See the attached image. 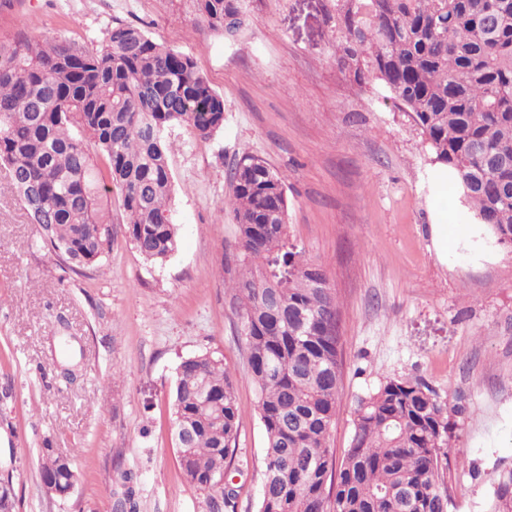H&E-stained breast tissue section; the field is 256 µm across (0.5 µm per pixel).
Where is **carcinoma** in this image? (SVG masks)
<instances>
[{"instance_id": "obj_1", "label": "carcinoma", "mask_w": 512, "mask_h": 512, "mask_svg": "<svg viewBox=\"0 0 512 512\" xmlns=\"http://www.w3.org/2000/svg\"><path fill=\"white\" fill-rule=\"evenodd\" d=\"M244 0H196L208 25L234 37ZM489 0H336V62L363 85L374 81L411 114L429 161L444 166L476 223L512 247V10L488 24ZM224 123V100L194 61L118 24L99 49L70 40L40 42L24 30L0 41V164L27 203L50 224L47 243L75 267L110 249L106 182L120 187L126 235L159 264L177 249L170 218L171 126L208 142ZM102 167H97L95 160ZM225 208L238 225V250L255 264L231 284L240 300L249 377L266 438L258 512H448L449 448L457 400L417 378H387L359 397L350 447L327 444L342 382L339 302L314 288L288 239L284 177L244 153L230 175ZM175 440L188 480L207 492V512L234 507V490L210 493L236 446L239 414L224 362L183 360L172 393ZM42 478L68 496L79 476L68 458L43 449ZM12 483L0 482V512H13ZM488 512H512V465L499 471Z\"/></svg>"}]
</instances>
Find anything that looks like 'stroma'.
<instances>
[{
    "label": "stroma",
    "mask_w": 512,
    "mask_h": 512,
    "mask_svg": "<svg viewBox=\"0 0 512 512\" xmlns=\"http://www.w3.org/2000/svg\"><path fill=\"white\" fill-rule=\"evenodd\" d=\"M245 13L227 38L196 0H0V39L23 28L95 47L131 23L190 56L224 99L208 143L166 132L178 246L162 264L128 240L114 187L111 249L71 267L0 166V473L12 477L14 512H115L128 490L135 512H204L205 492L182 476L169 400L181 361L205 353L223 359L239 407L234 512H257L265 433L224 286L238 229L223 206L245 152L285 175L288 236L338 296L335 456L350 446L357 397L388 377L422 379L468 409L448 456V512H483L512 463V249L442 188L410 115L337 66L336 0H245ZM48 447L75 457L68 497L42 482Z\"/></svg>",
    "instance_id": "35a3bbf8"
}]
</instances>
